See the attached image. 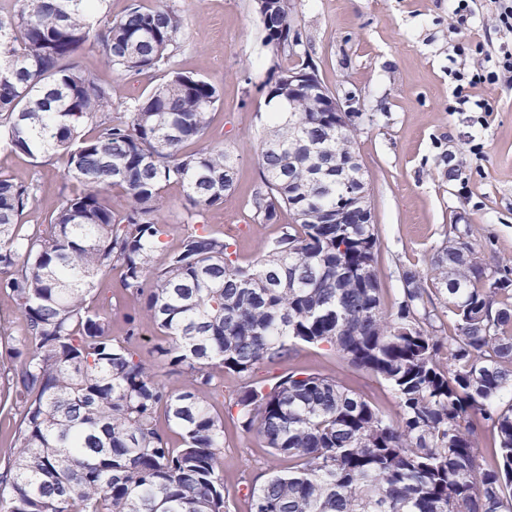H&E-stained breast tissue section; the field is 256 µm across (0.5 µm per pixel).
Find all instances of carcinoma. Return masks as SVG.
Wrapping results in <instances>:
<instances>
[{
  "label": "carcinoma",
  "mask_w": 512,
  "mask_h": 512,
  "mask_svg": "<svg viewBox=\"0 0 512 512\" xmlns=\"http://www.w3.org/2000/svg\"><path fill=\"white\" fill-rule=\"evenodd\" d=\"M104 3L23 0L0 17V148L35 161L65 156L81 186L22 235L36 185L0 173V295L25 322L0 364V410L17 416L0 462V512H224V421L208 399L224 391V375L246 378L300 345H327L383 381L400 420L318 372L241 387V426L288 460L250 487L253 512H512V400L502 403L512 392V269L494 270L500 286L487 287L474 245L449 237L431 272L455 335L445 342L424 328L417 270L402 272V292L383 310L377 227L336 223L346 185L312 173L355 152L358 128L351 120L336 134V113L312 112L303 97L288 106L278 65L264 84L273 111L253 205L263 224L284 208L294 223L246 267L224 238L192 224L155 268L165 187L181 185L208 209L234 188L236 169L222 149H188L204 139L219 94L173 66L182 17L130 0L112 19ZM254 10L265 45L288 44V0ZM95 44L118 76L162 69L167 79L114 119L105 87L75 62ZM312 142L321 155L306 150ZM115 267L139 307L122 340L93 293ZM146 324L169 340L161 354L186 374L183 390L159 384L132 346ZM168 428L182 447H170Z\"/></svg>",
  "instance_id": "1"
}]
</instances>
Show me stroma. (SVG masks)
<instances>
[{
  "label": "stroma",
  "instance_id": "1",
  "mask_svg": "<svg viewBox=\"0 0 512 512\" xmlns=\"http://www.w3.org/2000/svg\"><path fill=\"white\" fill-rule=\"evenodd\" d=\"M160 1L183 19L176 68L211 81L219 92L204 142L235 160L236 187L221 205L205 210L202 220L210 233L234 242L240 264L256 262L261 245L277 239L292 221L285 210L275 223H258L251 201L263 188L259 156L267 106L262 86L273 64L286 68L305 62L326 87L361 102L355 148L379 232L384 309H391L401 292L400 271L414 267L430 276L431 258L449 236L476 244L490 267L512 268V77L474 88L475 98L489 101L492 111L448 109L454 87L448 57L458 43L469 48L461 58L468 66L499 48L512 49V34L494 26L493 0H475L473 14L463 19L453 15L450 0H292V29L300 33L301 44L276 52L263 44L253 0L143 3L152 7ZM76 61L106 87L116 117L165 79L161 71L115 77L92 46ZM450 160L460 166L452 179L444 174ZM65 169L66 160L59 155L35 161L0 149V172L37 186L21 233L45 223L77 191ZM165 198L164 233L154 252L158 265L179 247L191 208L179 185L167 186ZM118 279L114 270L95 282L116 338L124 336L125 317L135 307L130 298L118 295ZM163 343L147 326L134 347L168 389L181 390L186 376L166 364L159 352ZM296 370L336 377L389 421L399 419L389 387L325 346L298 347L286 361L260 365L246 381L268 386ZM246 381L225 376L223 395L212 400L224 419L220 468L230 492L226 512H252L249 486L288 465L271 454L257 430L240 427L231 398Z\"/></svg>",
  "mask_w": 512,
  "mask_h": 512
}]
</instances>
